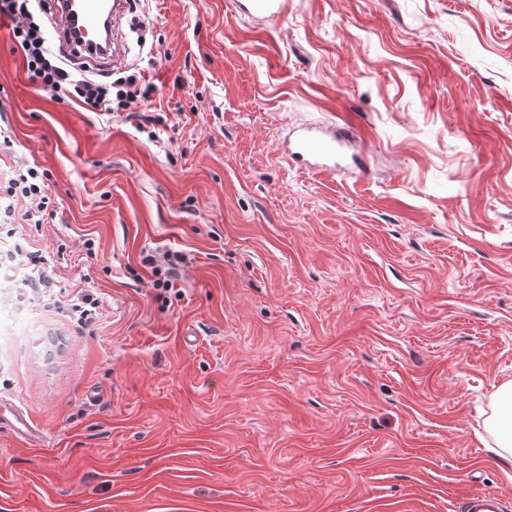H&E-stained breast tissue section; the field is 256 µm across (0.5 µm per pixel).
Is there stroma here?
<instances>
[{"instance_id": "35a3bbf8", "label": "stroma", "mask_w": 512, "mask_h": 512, "mask_svg": "<svg viewBox=\"0 0 512 512\" xmlns=\"http://www.w3.org/2000/svg\"><path fill=\"white\" fill-rule=\"evenodd\" d=\"M152 112L51 98L0 29V168L52 215L0 233L93 290L82 329L0 277V512H463L512 381V0H138ZM351 123L334 177L288 131ZM94 239V251L82 248ZM178 251L176 288L143 263ZM233 6L238 12L259 13L272 20L280 19L288 12V0H236Z\"/></svg>"}]
</instances>
